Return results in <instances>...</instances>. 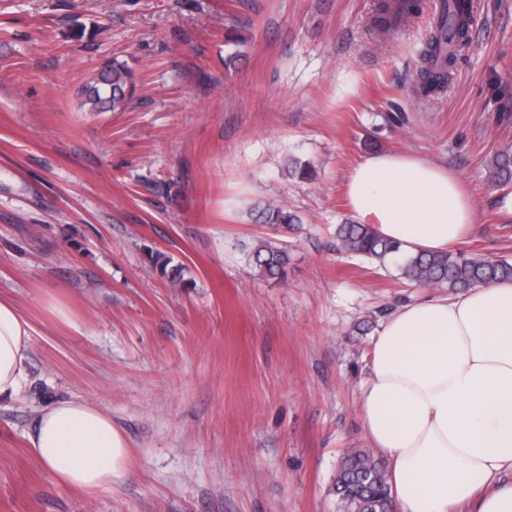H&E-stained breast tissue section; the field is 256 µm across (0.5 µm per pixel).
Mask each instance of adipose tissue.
Wrapping results in <instances>:
<instances>
[{"mask_svg": "<svg viewBox=\"0 0 512 512\" xmlns=\"http://www.w3.org/2000/svg\"><path fill=\"white\" fill-rule=\"evenodd\" d=\"M358 223L404 255L445 253L469 238L476 206L461 178L412 154L364 155L345 180ZM33 325L0 297V402L27 380ZM360 395L362 429L390 463L397 512H512V281L393 312L374 337ZM32 454L90 496L131 474L130 444L109 413L69 399L43 408Z\"/></svg>", "mask_w": 512, "mask_h": 512, "instance_id": "1", "label": "adipose tissue"}]
</instances>
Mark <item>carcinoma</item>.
Here are the masks:
<instances>
[{"label": "carcinoma", "instance_id": "carcinoma-1", "mask_svg": "<svg viewBox=\"0 0 512 512\" xmlns=\"http://www.w3.org/2000/svg\"><path fill=\"white\" fill-rule=\"evenodd\" d=\"M442 2L438 21L421 51L419 80L426 94L443 88L448 68L470 44V0ZM418 9L417 0H385L374 19L373 29L388 34L402 18L417 13ZM134 89L132 68L127 62L114 59L107 65L105 76L94 77L82 86L80 96L82 104L92 112H123ZM255 221L285 227L301 223L299 216L287 208L271 204L255 206ZM336 236L346 252L381 262L394 261L402 277L420 287L458 291L512 279V263L477 254H419L404 259L399 245L379 237L365 224H341ZM249 257L259 274L267 279L281 278L289 262L287 247L265 239L255 243ZM334 493L338 512H393L387 468L367 449L354 448L344 456L336 474Z\"/></svg>", "mask_w": 512, "mask_h": 512}]
</instances>
